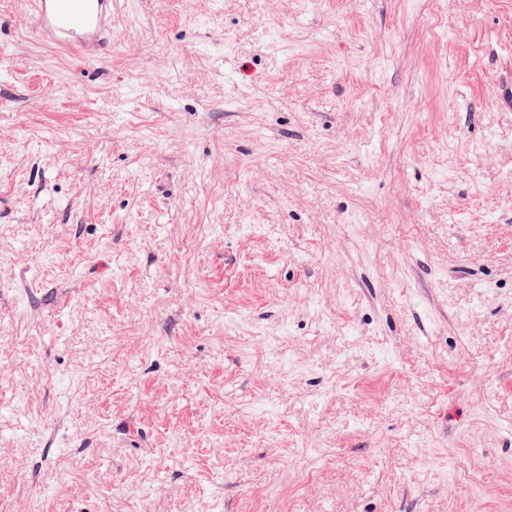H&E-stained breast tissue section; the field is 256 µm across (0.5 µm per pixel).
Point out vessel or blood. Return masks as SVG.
Instances as JSON below:
<instances>
[{
    "instance_id": "1",
    "label": "vessel or blood",
    "mask_w": 512,
    "mask_h": 512,
    "mask_svg": "<svg viewBox=\"0 0 512 512\" xmlns=\"http://www.w3.org/2000/svg\"><path fill=\"white\" fill-rule=\"evenodd\" d=\"M36 27L57 45L92 57L112 46V0H28Z\"/></svg>"
}]
</instances>
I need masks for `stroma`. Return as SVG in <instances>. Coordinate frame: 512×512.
I'll return each instance as SVG.
<instances>
[{
  "label": "stroma",
  "mask_w": 512,
  "mask_h": 512,
  "mask_svg": "<svg viewBox=\"0 0 512 512\" xmlns=\"http://www.w3.org/2000/svg\"><path fill=\"white\" fill-rule=\"evenodd\" d=\"M512 0H0V512H512ZM37 28L82 57L112 50V0H28ZM109 48V49H108Z\"/></svg>",
  "instance_id": "1"
}]
</instances>
